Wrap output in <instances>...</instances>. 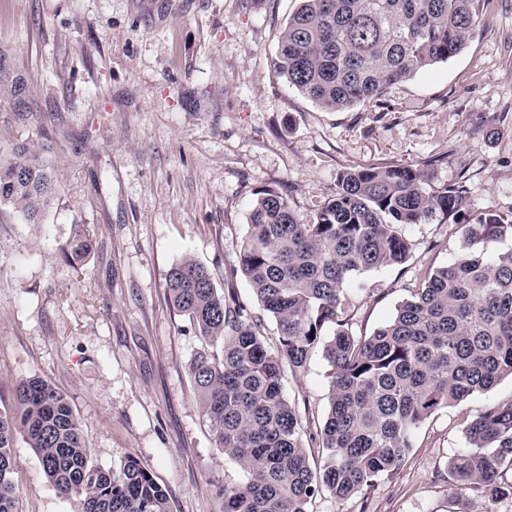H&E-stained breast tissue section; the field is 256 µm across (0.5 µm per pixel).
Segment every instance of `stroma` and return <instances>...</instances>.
I'll list each match as a JSON object with an SVG mask.
<instances>
[{
  "label": "stroma",
  "instance_id": "obj_1",
  "mask_svg": "<svg viewBox=\"0 0 512 512\" xmlns=\"http://www.w3.org/2000/svg\"><path fill=\"white\" fill-rule=\"evenodd\" d=\"M300 0H0V156L24 149L60 185L38 223L0 205V413L17 382L65 393L94 465L137 459L170 512H224L218 489L246 481L217 448L190 362L202 342L164 288L190 257L218 292L259 305L239 254L251 206L272 189L309 220L339 173L417 167L436 192L463 183L473 217L512 222V0H474L467 48L386 88L380 102L331 111L278 76V38ZM81 232L82 262L63 249ZM404 264L358 275L353 335L388 321L429 272L465 253L460 224L405 226ZM330 368L313 352L283 390L311 422L329 409ZM512 401V378L438 411L403 471L368 501L322 492L311 512H512L456 492L449 460L464 428ZM18 512H81L23 437L12 448Z\"/></svg>",
  "mask_w": 512,
  "mask_h": 512
}]
</instances>
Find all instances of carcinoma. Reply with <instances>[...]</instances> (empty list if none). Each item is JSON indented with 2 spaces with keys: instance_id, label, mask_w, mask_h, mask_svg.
I'll return each instance as SVG.
<instances>
[{
  "instance_id": "carcinoma-1",
  "label": "carcinoma",
  "mask_w": 512,
  "mask_h": 512,
  "mask_svg": "<svg viewBox=\"0 0 512 512\" xmlns=\"http://www.w3.org/2000/svg\"><path fill=\"white\" fill-rule=\"evenodd\" d=\"M474 0H302L281 33L275 71L330 110L379 98L387 86L461 53L476 28ZM409 166L339 175L336 192L304 221L263 190L254 201L240 268L278 331L269 349L261 317L192 259L165 277L173 305L215 354L197 352L190 373L216 447L246 476L224 485V512H308L322 491L369 497L405 466L421 424L441 409L512 377V251L468 252L438 267L424 287L368 336L349 328L347 286L370 270L405 263L401 227L463 217L467 242L512 236V223L463 216L464 189L427 193ZM58 182L37 157L0 158V204L35 219ZM74 238L64 253L90 254ZM322 349L331 367L329 411L319 428L286 399L283 367L305 369ZM20 418L0 415V512H17L12 447L18 432L57 491L83 512H170L168 494L129 458L117 470L90 460L67 397L41 378L16 388ZM322 448L311 466L303 436ZM468 448L449 463L454 487L512 502V402L486 408L465 428Z\"/></svg>"
}]
</instances>
